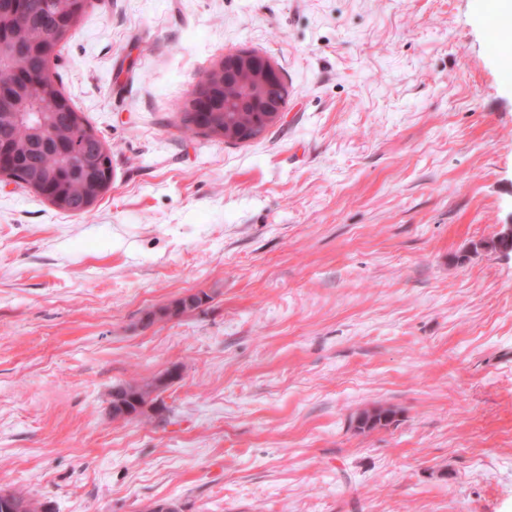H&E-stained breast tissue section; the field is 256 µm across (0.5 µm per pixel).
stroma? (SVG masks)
I'll return each instance as SVG.
<instances>
[{
    "instance_id": "obj_1",
    "label": "stroma",
    "mask_w": 512,
    "mask_h": 512,
    "mask_svg": "<svg viewBox=\"0 0 512 512\" xmlns=\"http://www.w3.org/2000/svg\"><path fill=\"white\" fill-rule=\"evenodd\" d=\"M496 0H93L54 62L85 215L0 183V488L47 512H512V57ZM290 89L180 112L225 51ZM195 292L202 309L148 322ZM179 379L138 421L113 387ZM383 406L391 423L358 429ZM216 69L224 75L220 81H216L214 73L207 72L200 81L210 80V86L205 92L207 103H203L201 99L193 100L200 97L201 88H195V92L183 104V110L180 113V127L186 136H202L214 138L209 135L206 130L216 127L226 129L228 127L246 128L253 125L259 118V112H263V125L256 126L262 132L256 136L224 135V140L230 142L247 143L257 139L265 130L282 120L284 115V107L288 105V90L285 92V80L282 72L276 64L267 56L248 50L235 49L224 52V56L216 65ZM248 77L258 90L263 100V106L257 112H230L232 104L236 100L230 97L226 98L224 103V91L227 86L234 80ZM204 105L196 109L197 105Z\"/></svg>"
}]
</instances>
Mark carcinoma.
Returning <instances> with one entry per match:
<instances>
[{"instance_id":"obj_1","label":"carcinoma","mask_w":512,"mask_h":512,"mask_svg":"<svg viewBox=\"0 0 512 512\" xmlns=\"http://www.w3.org/2000/svg\"><path fill=\"white\" fill-rule=\"evenodd\" d=\"M19 5L0 16V23L12 34V40L20 43L19 50L0 67V84L3 93L13 92L12 84L34 86L33 94L23 107L28 119L11 120V113L0 112V128H7L9 147L4 151V168L18 179L16 185L28 188L25 177L37 173L39 188L32 193L42 197L63 195L68 199V213L82 215L86 197L93 180L112 182V153L104 154L98 142L92 141L87 130L93 126L78 112L70 98L65 96L58 73H52V83L64 103L52 105L42 102L40 88L44 82L48 45L59 47L63 39L57 31L74 32L82 15L69 11L68 0L58 3V17L50 23L38 18L33 4L36 0H17ZM202 80L210 81L205 92L207 103L202 100L184 102L180 115V127L187 136H208L207 130L221 127L246 128L254 124L257 112L224 111V81L215 80L214 73L207 72ZM392 419L388 409L364 410L356 417L359 428L384 426ZM25 505L27 512H44L43 504L21 493L0 490V512H19Z\"/></svg>"}]
</instances>
